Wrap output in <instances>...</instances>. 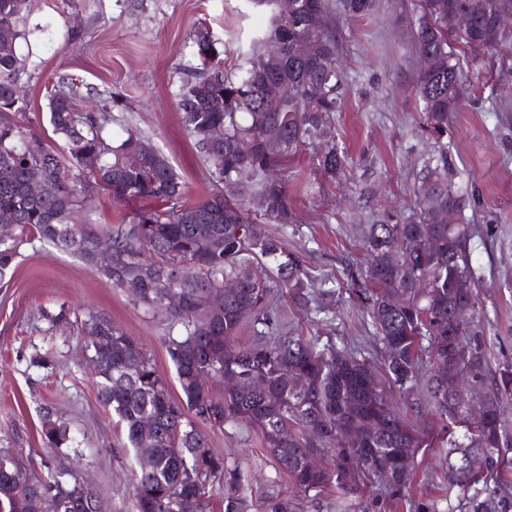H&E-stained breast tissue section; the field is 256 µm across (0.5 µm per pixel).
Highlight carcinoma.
<instances>
[{
    "mask_svg": "<svg viewBox=\"0 0 512 512\" xmlns=\"http://www.w3.org/2000/svg\"><path fill=\"white\" fill-rule=\"evenodd\" d=\"M273 7L268 28L238 49L235 69L224 68L219 42L201 33L184 64L186 78L175 97L184 126L224 189L196 202L168 159L146 138L126 128L113 145L104 137L112 121L107 112H79L73 93L49 95L50 124L63 142L46 146L15 120L25 108L14 79L21 59L16 41L28 0H0V212L14 214L13 233L0 237V274L34 242L77 257L96 268L92 248L101 237L112 242V268L99 274L127 293L145 312L168 319L164 345L181 395L175 397L142 345L112 319L93 312L76 321L79 336L104 338L84 345L99 367L98 399L112 410L138 462L133 490L136 512H172L177 495L205 490L198 512H213L211 488H224L222 512H245L239 472L207 448L197 427L212 429L245 423L263 437L267 453L300 492L330 486L348 493L371 484L384 471L395 473L398 456L410 448H429L430 436L395 412L383 392L365 385L373 370L359 351H344L319 336L288 335V309L320 312L300 258L264 228L294 224L296 202L288 188V168L301 152L315 148L317 167L341 175L346 157L323 140L326 124L340 111L345 77L336 65L339 41L331 20V0H295L285 14L279 0H256ZM485 11L473 23L457 26L470 0H417L412 28L414 52H431L439 65L420 69L415 78L420 128L440 144L436 156L413 188V213L402 223L373 224L365 240L370 258L366 288L358 292L370 324L383 345L381 369L390 386L412 390L423 367L427 404L442 430L463 425L448 441V489L477 483L471 458L483 457L487 475H501L500 449L509 439L499 417V393L512 391V370L494 377L496 392L485 396L491 418L480 427L466 425L457 376H484L487 359L474 326L462 322L458 337L448 335L457 305L478 304L477 276L466 243L471 225L462 214L466 198L452 182L448 120L464 104L465 74L452 43L476 55L493 52L504 41L495 16L512 12V0H484ZM349 17L374 13L376 0H342ZM320 14L323 26L309 25ZM309 40L315 55L301 58L294 45ZM276 44L272 56L267 48ZM281 86L269 100L264 89ZM224 128V141L209 132ZM96 156L88 168L84 158ZM43 171L50 189L30 198L24 191L29 167ZM96 186L120 205L138 204L120 223L91 224L82 218ZM451 210L456 223L444 224ZM239 283L236 296L224 300V315L208 326L199 309L208 296ZM171 293L183 296L178 308L165 307ZM259 340L237 344L245 325ZM155 418L160 443L143 444L140 423ZM41 432L54 454L80 463L79 449L65 421L44 411ZM330 453L319 469L305 466L309 452ZM62 501L63 512H92L96 489L74 466H47V475L29 470L19 457L0 449V512H42L43 493Z\"/></svg>",
    "mask_w": 512,
    "mask_h": 512,
    "instance_id": "cac0c4a2",
    "label": "carcinoma"
}]
</instances>
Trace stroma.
Listing matches in <instances>:
<instances>
[{
	"instance_id": "stroma-1",
	"label": "stroma",
	"mask_w": 512,
	"mask_h": 512,
	"mask_svg": "<svg viewBox=\"0 0 512 512\" xmlns=\"http://www.w3.org/2000/svg\"><path fill=\"white\" fill-rule=\"evenodd\" d=\"M411 8L412 0H380L371 16H339L337 64L348 85L327 131L347 157L345 174L329 179L304 152L288 172L298 221L271 227L316 285L332 289L323 312H290L289 328L340 348H360L376 364L381 344L353 293L366 280L363 239L385 214L408 215L412 189L432 150L418 125ZM269 15V7L253 0H30L16 74L27 106L17 119L62 148V140L52 137L48 95L76 90L84 106L111 113V131L129 125L148 137L172 163L189 199L198 200L216 183L181 121L175 98L181 64L204 32L223 42L224 64L233 66L238 47L266 27ZM454 51L465 73L479 75L465 107L449 119L447 137L453 180L468 200L466 216L474 226L469 251L480 287L473 320L488 359L484 379L472 386L479 400L493 388L495 373L512 369V46L483 57L459 44ZM63 306L105 313L141 343L171 390L179 388L164 346V317L147 315L78 258L33 244L0 278V448L20 452L43 471L53 455L41 418L54 409L82 452L79 471L96 486L102 512H135L128 479L136 464L124 431L97 398L74 327L44 318ZM38 353L49 357L50 368L32 365ZM387 400L418 429L435 433L421 388L389 391ZM204 434L225 464L238 470L248 512H265L272 497L290 500L295 512H410L420 502L432 512L472 510L473 489H449L441 448L420 449L402 494H390L378 481L345 504L332 488L315 496L298 493L256 431L229 423Z\"/></svg>"
}]
</instances>
